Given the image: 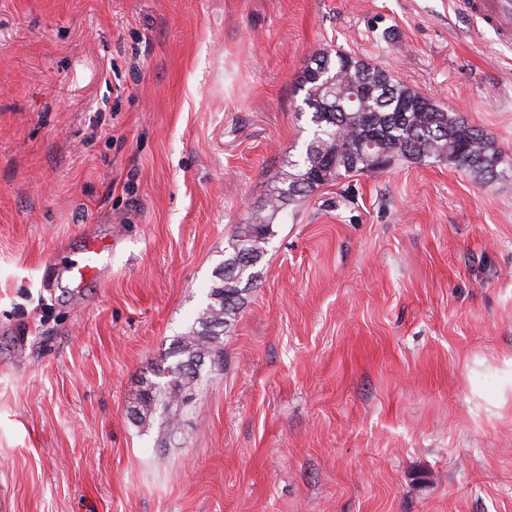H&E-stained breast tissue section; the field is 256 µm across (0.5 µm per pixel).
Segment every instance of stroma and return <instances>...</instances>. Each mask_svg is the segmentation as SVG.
Wrapping results in <instances>:
<instances>
[{"mask_svg": "<svg viewBox=\"0 0 512 512\" xmlns=\"http://www.w3.org/2000/svg\"><path fill=\"white\" fill-rule=\"evenodd\" d=\"M337 48L500 174L401 160L289 208L164 436L133 408ZM510 360L512 47L452 0H0V512H512Z\"/></svg>", "mask_w": 512, "mask_h": 512, "instance_id": "stroma-1", "label": "stroma"}]
</instances>
